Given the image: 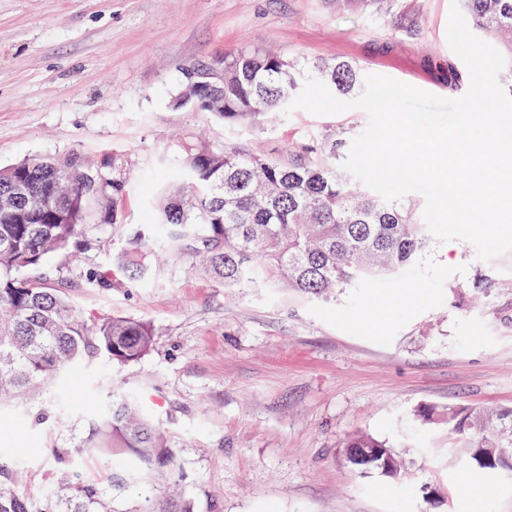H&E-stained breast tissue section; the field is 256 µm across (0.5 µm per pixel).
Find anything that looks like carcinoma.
I'll return each mask as SVG.
<instances>
[{
  "label": "carcinoma",
  "mask_w": 512,
  "mask_h": 512,
  "mask_svg": "<svg viewBox=\"0 0 512 512\" xmlns=\"http://www.w3.org/2000/svg\"><path fill=\"white\" fill-rule=\"evenodd\" d=\"M343 7L392 10L395 0H336ZM472 32L495 47L507 64L500 74L512 93V0H460ZM224 80L203 62L189 84L224 97L213 113L228 125L255 126L281 111L304 86L322 81L336 97L364 89L355 62L308 65L258 48L224 53ZM447 88L469 85L468 72L448 61ZM352 138L344 132L316 140L288 158L184 149L176 176L165 189L157 220L145 224L112 254V269L97 274L99 288H126L151 279L175 260L190 264L225 288H289L308 298L334 302L346 288L365 286L419 259L429 243L421 214L409 201L387 203L336 171ZM128 180L93 167L76 153L28 158L0 168V406L19 403L40 390L52 396L55 379L105 357L117 365L137 363L154 347L156 330L123 315L87 316L31 275L50 254L71 260L70 245L89 224L122 228L118 202ZM489 432L481 414L450 408L448 433L461 443L468 469L486 474L493 466L480 448H512V407L496 412ZM177 441L138 408L136 397L112 392L82 444L52 449L67 467L82 454L119 449L149 472L175 477ZM345 448H385L368 435H352ZM100 489L69 472L63 495L48 512H104ZM0 512H36L14 487L12 470L0 463ZM140 512H191L179 495L144 499Z\"/></svg>",
  "instance_id": "carcinoma-1"
}]
</instances>
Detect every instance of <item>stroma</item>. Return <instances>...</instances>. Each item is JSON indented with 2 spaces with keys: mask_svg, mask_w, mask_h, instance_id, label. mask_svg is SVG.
I'll list each match as a JSON object with an SVG mask.
<instances>
[{
  "mask_svg": "<svg viewBox=\"0 0 512 512\" xmlns=\"http://www.w3.org/2000/svg\"><path fill=\"white\" fill-rule=\"evenodd\" d=\"M451 0H398L419 18L414 32L392 16L340 8L336 0H0V166L72 152L103 170L121 166L132 188L119 204L135 229L154 222L159 190L183 146L265 151L346 130L359 134L364 112L318 116L297 109L253 127H233L178 105L182 70L244 47L308 61L345 58L366 73L396 75L430 93L446 90L442 63ZM81 263L47 259V287L98 317L151 322L153 350L119 366L101 358L60 376L57 406L36 395L23 407L48 413L39 434L0 409V448L19 491L38 507L63 491L53 447L83 436L112 389L135 394L177 437L179 488L193 512H512V473L467 471L445 425H421L424 406L490 412L512 407V251L484 261L447 243L334 303L287 288L233 292L171 262L133 288H97L118 230L92 224ZM500 279L483 295L476 272ZM396 447L400 483L352 470L341 456L350 435ZM74 470L97 482L115 512H136L144 482L127 457L99 453ZM126 470L118 489L112 474ZM440 486L434 504L423 483ZM147 483V482H144ZM162 498L170 480L147 483Z\"/></svg>",
  "mask_w": 512,
  "mask_h": 512,
  "instance_id": "35a3bbf8",
  "label": "stroma"
}]
</instances>
